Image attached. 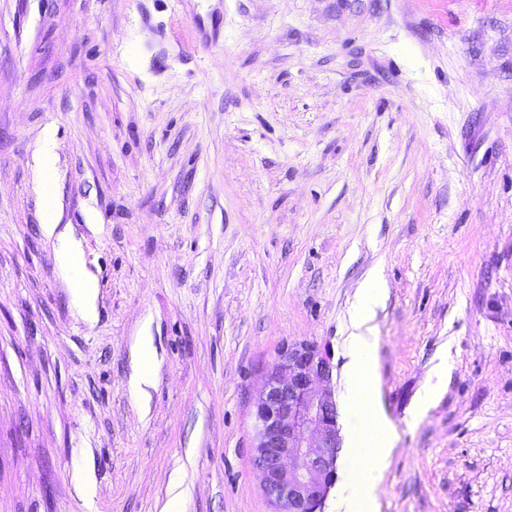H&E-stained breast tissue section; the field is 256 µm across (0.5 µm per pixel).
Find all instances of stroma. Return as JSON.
I'll use <instances>...</instances> for the list:
<instances>
[{
  "instance_id": "1",
  "label": "stroma",
  "mask_w": 512,
  "mask_h": 512,
  "mask_svg": "<svg viewBox=\"0 0 512 512\" xmlns=\"http://www.w3.org/2000/svg\"><path fill=\"white\" fill-rule=\"evenodd\" d=\"M375 270L379 512H512V0H0V512H161L176 482L178 512H272L263 372L325 346L359 426L346 336ZM55 203L47 213L45 224H42L44 235L51 240L58 268L66 274L71 273L81 264L82 251L80 244L67 232V227L60 230L58 221L54 218ZM91 287L86 282L72 283V302L83 318L92 321L96 316L95 295ZM153 361L147 345H139L133 355L132 374L129 379V387L132 392L142 394L145 388L153 384Z\"/></svg>"
}]
</instances>
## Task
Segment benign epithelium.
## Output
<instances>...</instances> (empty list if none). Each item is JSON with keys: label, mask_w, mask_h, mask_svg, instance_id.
I'll use <instances>...</instances> for the list:
<instances>
[{"label": "benign epithelium", "mask_w": 512, "mask_h": 512, "mask_svg": "<svg viewBox=\"0 0 512 512\" xmlns=\"http://www.w3.org/2000/svg\"><path fill=\"white\" fill-rule=\"evenodd\" d=\"M254 420L253 466L273 512H322L341 449L327 351L308 341L282 347L265 369Z\"/></svg>", "instance_id": "benign-epithelium-1"}]
</instances>
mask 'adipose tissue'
<instances>
[{
	"label": "adipose tissue",
	"instance_id": "adipose-tissue-1",
	"mask_svg": "<svg viewBox=\"0 0 512 512\" xmlns=\"http://www.w3.org/2000/svg\"><path fill=\"white\" fill-rule=\"evenodd\" d=\"M42 231L53 244L58 268L63 273H71L81 263L82 251L79 243L67 230L59 228L56 219L51 216L47 217ZM358 301L359 307L351 317L347 338L352 350L349 401L351 407L362 411L364 424L350 433L348 446L372 470L373 476L362 483L358 493L352 494L346 503L345 512H377L381 494L378 475L388 465L396 433L393 424L376 403L377 338L371 325L372 311L376 303L374 282H366L360 287Z\"/></svg>",
	"mask_w": 512,
	"mask_h": 512
}]
</instances>
